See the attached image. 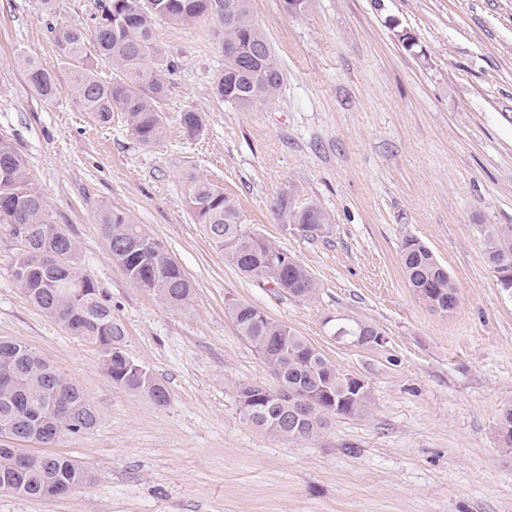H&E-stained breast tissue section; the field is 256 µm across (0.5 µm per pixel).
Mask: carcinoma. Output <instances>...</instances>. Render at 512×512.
<instances>
[{
	"instance_id": "carcinoma-1",
	"label": "carcinoma",
	"mask_w": 512,
	"mask_h": 512,
	"mask_svg": "<svg viewBox=\"0 0 512 512\" xmlns=\"http://www.w3.org/2000/svg\"><path fill=\"white\" fill-rule=\"evenodd\" d=\"M250 2L101 0L92 30L73 25L53 28L72 100L99 125L112 123V112L123 113L137 141L146 147L153 145L165 130L170 75L155 41V24L184 25L206 15L217 20L224 42V70L214 81L215 96L243 109L267 100L278 91L284 75L267 35L252 19ZM101 63L112 67L108 83L98 77ZM26 68L33 91L46 102L54 101L59 75L30 61ZM180 122L191 136L202 131L201 115L194 110L182 112ZM186 203L224 260L241 274L271 283L273 289L294 297L315 296L317 283L311 273L291 256L270 260L280 249L246 228L237 202L220 187L193 178L186 189ZM275 206L307 239L322 238L329 231L327 214L315 204L296 209L281 197ZM0 222L11 225L13 235L22 243L13 274L30 302L59 324H68L72 335L93 346L115 386L156 405L166 404L167 387L126 352L124 328L112 316V305L73 262L77 241L55 222L42 195L30 186L25 160L3 139ZM101 224L105 238L112 239V260L129 279L173 310L188 308L193 285L153 236L126 213L110 208L102 212ZM511 243V224L490 229L484 237L488 263H494ZM401 263L409 286L423 302L430 305L449 300L458 306V287L428 247L416 239L407 240ZM227 310L279 383L277 389L247 382L235 386L237 401L254 429L272 438L307 441L320 434L328 415L349 418L369 414V385L340 372L288 325L238 300ZM380 334L382 330L366 323L336 329V335L350 337L371 350ZM59 390L69 403V413L60 422L62 435L92 429L98 411L76 384L25 345L0 340V431L36 422ZM498 434L512 446V404L501 410ZM86 480V466L51 453L30 454L26 468L19 472L15 449L0 446V482H13L26 497L56 496L59 487L72 490Z\"/></svg>"
}]
</instances>
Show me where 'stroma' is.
<instances>
[{
    "instance_id": "35a3bbf8",
    "label": "stroma",
    "mask_w": 512,
    "mask_h": 512,
    "mask_svg": "<svg viewBox=\"0 0 512 512\" xmlns=\"http://www.w3.org/2000/svg\"><path fill=\"white\" fill-rule=\"evenodd\" d=\"M99 0H0V138L79 242L74 262L107 296L126 351L168 388L158 406L117 388L98 352L31 304L13 276L20 245L0 224V339L20 341L82 388L98 424L55 445L88 467L67 494L0 491V512H512V447L497 424L512 403V289L487 262L491 226L512 225V0H252L284 72L271 99L217 100L224 68L215 18L157 23L174 68L162 140L142 146L121 114L95 124L60 88L31 89L32 60L60 66L51 33L91 27ZM199 112L187 135L179 115ZM197 176L235 198L247 227L318 284L302 300L224 261L185 201ZM314 203L330 217L304 238L275 210ZM120 210L168 250L194 286L168 309L113 262L100 212ZM426 245L458 286L451 312L409 287L400 253ZM248 302L287 324L374 405L331 416L295 443L254 430L235 383L277 382L227 312ZM383 330L386 350L336 337ZM382 333L383 331L378 327L366 323H355L354 326H340L336 329V335L350 337L358 345H360V342L365 343L367 349L371 350H376L373 346L375 344V337L379 336L377 339L378 344L384 345L387 342L386 336L380 335Z\"/></svg>"
}]
</instances>
